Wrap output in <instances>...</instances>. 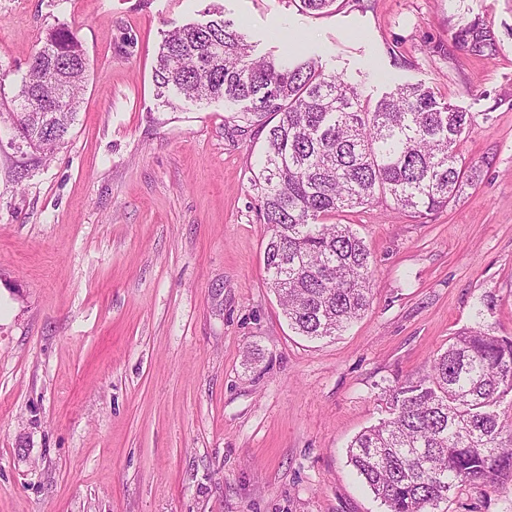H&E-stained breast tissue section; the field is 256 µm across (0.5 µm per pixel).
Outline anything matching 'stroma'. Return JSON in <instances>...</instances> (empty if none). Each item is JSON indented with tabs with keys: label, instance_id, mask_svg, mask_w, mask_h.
Wrapping results in <instances>:
<instances>
[{
	"label": "stroma",
	"instance_id": "1",
	"mask_svg": "<svg viewBox=\"0 0 512 512\" xmlns=\"http://www.w3.org/2000/svg\"><path fill=\"white\" fill-rule=\"evenodd\" d=\"M212 6L256 54L285 31L363 99L422 85L475 119L477 179L448 208L336 216L373 271L339 335L295 333L267 285L265 125L156 96L164 32ZM474 22L481 53L457 38ZM62 24L89 62L81 109L25 169L11 99ZM0 304V512H384L348 446L386 390L462 329L512 336V0H0ZM433 512H512V473Z\"/></svg>",
	"mask_w": 512,
	"mask_h": 512
}]
</instances>
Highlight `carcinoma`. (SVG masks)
Masks as SVG:
<instances>
[{"label": "carcinoma", "instance_id": "carcinoma-1", "mask_svg": "<svg viewBox=\"0 0 512 512\" xmlns=\"http://www.w3.org/2000/svg\"><path fill=\"white\" fill-rule=\"evenodd\" d=\"M459 41L482 53L484 27ZM87 58L77 32L46 33L14 101V124L36 166L63 143L80 108ZM153 81L162 104L223 100L237 118L276 114L254 180L269 233L264 266L288 325L334 336L371 300L370 252L349 224L325 220L389 203L425 219L476 180L458 147L471 113L420 85H400L370 105L357 88L299 52L257 56L223 12L169 31ZM512 392V336L464 329L424 377L386 391L388 417L356 435L350 463L386 512H427L458 483L487 484L512 472V422L494 410Z\"/></svg>", "mask_w": 512, "mask_h": 512}]
</instances>
